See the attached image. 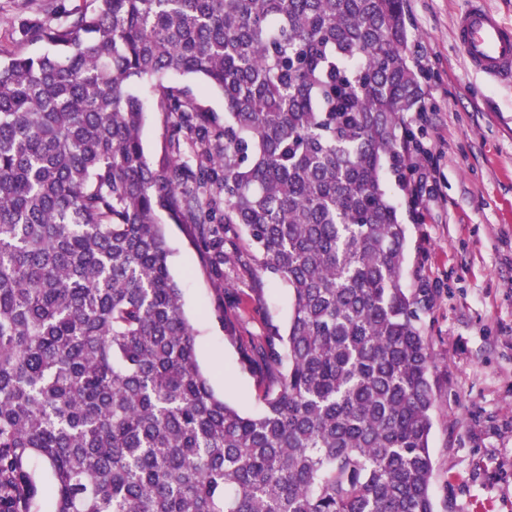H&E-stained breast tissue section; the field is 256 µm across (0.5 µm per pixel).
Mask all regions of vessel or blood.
<instances>
[{
  "instance_id": "vessel-or-blood-1",
  "label": "vessel or blood",
  "mask_w": 512,
  "mask_h": 512,
  "mask_svg": "<svg viewBox=\"0 0 512 512\" xmlns=\"http://www.w3.org/2000/svg\"><path fill=\"white\" fill-rule=\"evenodd\" d=\"M457 42L475 71L490 77L512 76V26L471 0L457 23Z\"/></svg>"
}]
</instances>
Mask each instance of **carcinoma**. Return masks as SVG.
I'll return each instance as SVG.
<instances>
[{
    "mask_svg": "<svg viewBox=\"0 0 512 512\" xmlns=\"http://www.w3.org/2000/svg\"><path fill=\"white\" fill-rule=\"evenodd\" d=\"M40 10L0 38V512L49 487L52 512H434V357L384 186L423 98L404 0ZM143 81L194 163L147 159ZM161 212L214 265L236 225L292 290L286 334L240 343L256 416L199 368ZM170 81L181 86L189 85L198 99L205 106L213 110L214 114L219 118V121L224 123V100L216 90L204 89L196 81L178 75L172 76Z\"/></svg>",
    "mask_w": 512,
    "mask_h": 512,
    "instance_id": "1",
    "label": "carcinoma"
}]
</instances>
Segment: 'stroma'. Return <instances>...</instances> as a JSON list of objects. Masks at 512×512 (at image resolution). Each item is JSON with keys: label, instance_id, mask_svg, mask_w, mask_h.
<instances>
[{"label": "stroma", "instance_id": "obj_1", "mask_svg": "<svg viewBox=\"0 0 512 512\" xmlns=\"http://www.w3.org/2000/svg\"><path fill=\"white\" fill-rule=\"evenodd\" d=\"M468 0H405L408 55L421 74L419 111L405 117L420 149L406 172L412 198L385 184L407 227L403 284L423 303L434 354L430 450L435 512H512V78L471 69L456 42ZM169 267L215 393L246 415L263 409L264 385L243 370L217 310L229 296L239 334L287 328L292 296L257 270L236 234L224 262L208 265L193 225L160 214Z\"/></svg>", "mask_w": 512, "mask_h": 512}]
</instances>
